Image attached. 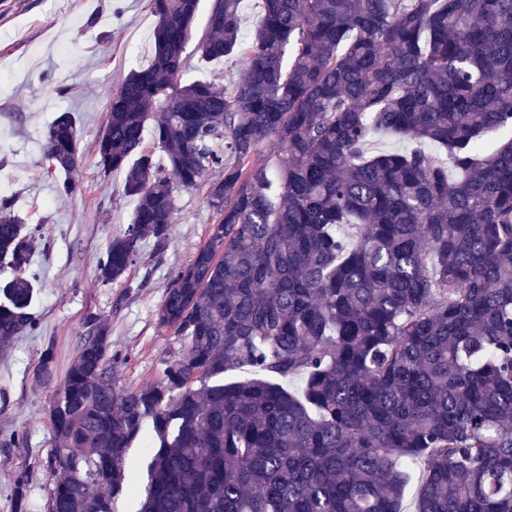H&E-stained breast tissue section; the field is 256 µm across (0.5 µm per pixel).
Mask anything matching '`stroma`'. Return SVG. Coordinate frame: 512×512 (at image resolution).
Instances as JSON below:
<instances>
[{"instance_id":"stroma-1","label":"stroma","mask_w":512,"mask_h":512,"mask_svg":"<svg viewBox=\"0 0 512 512\" xmlns=\"http://www.w3.org/2000/svg\"><path fill=\"white\" fill-rule=\"evenodd\" d=\"M0 0V197L37 228L39 246L24 278L36 284L30 312L34 333L0 349V512H15L11 489L29 477L24 512H49L54 451L51 398L78 353L85 319L105 321L115 382L133 390L159 381L178 359L184 340L158 325V311L175 270L205 244L211 213L205 190L178 195L163 254L144 242L125 277L103 282L98 259L122 235L134 203L124 196L123 172L103 175L94 144L109 120L108 100L128 72L150 62L155 19L146 0ZM71 111L79 130L80 190L60 197L42 151L48 125ZM53 345L50 378L41 353Z\"/></svg>"}]
</instances>
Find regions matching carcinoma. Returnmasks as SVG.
Instances as JSON below:
<instances>
[{
    "instance_id": "obj_1",
    "label": "carcinoma",
    "mask_w": 512,
    "mask_h": 512,
    "mask_svg": "<svg viewBox=\"0 0 512 512\" xmlns=\"http://www.w3.org/2000/svg\"><path fill=\"white\" fill-rule=\"evenodd\" d=\"M146 2L153 59L96 144L135 200L100 276L144 239L164 253L182 190L205 186L212 223L162 301L186 346L160 382L118 388L108 327L85 321L52 395L49 512H113L147 419L140 512H403L416 466L415 512H512V137L484 144L512 133V0H261L230 85L186 78L200 0ZM240 4L214 0L201 58L241 48ZM382 132L410 147L373 150ZM43 150L77 168L71 112ZM35 248L1 197L0 268ZM33 293L0 282L1 348L36 331Z\"/></svg>"
}]
</instances>
